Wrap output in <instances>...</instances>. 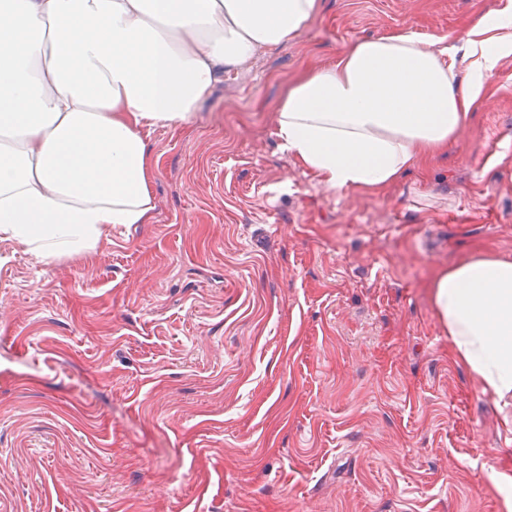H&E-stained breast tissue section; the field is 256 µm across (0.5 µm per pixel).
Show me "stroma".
<instances>
[{
    "label": "stroma",
    "instance_id": "stroma-1",
    "mask_svg": "<svg viewBox=\"0 0 512 512\" xmlns=\"http://www.w3.org/2000/svg\"><path fill=\"white\" fill-rule=\"evenodd\" d=\"M512 0H320L150 135L156 206L46 261L0 239V512H512V398L432 284L512 260V55L447 148L380 190L287 156L288 88L399 30L463 53Z\"/></svg>",
    "mask_w": 512,
    "mask_h": 512
}]
</instances>
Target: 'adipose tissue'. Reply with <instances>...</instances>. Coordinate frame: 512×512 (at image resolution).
I'll return each mask as SVG.
<instances>
[{
	"instance_id": "adipose-tissue-1",
	"label": "adipose tissue",
	"mask_w": 512,
	"mask_h": 512,
	"mask_svg": "<svg viewBox=\"0 0 512 512\" xmlns=\"http://www.w3.org/2000/svg\"><path fill=\"white\" fill-rule=\"evenodd\" d=\"M319 0H0V237L89 252L154 207L149 135L194 118L219 77L300 34ZM497 32L494 40L485 39ZM512 54V10L482 16L459 71L448 39L356 41L294 84L280 148L331 189H378L447 147ZM456 357L512 396V261L482 253L433 282Z\"/></svg>"
}]
</instances>
